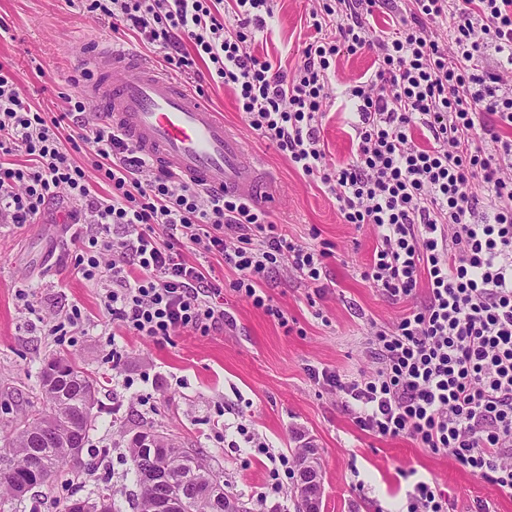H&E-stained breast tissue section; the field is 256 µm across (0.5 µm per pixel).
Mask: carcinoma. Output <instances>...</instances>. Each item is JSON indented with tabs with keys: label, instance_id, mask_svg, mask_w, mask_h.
Returning a JSON list of instances; mask_svg holds the SVG:
<instances>
[{
	"label": "carcinoma",
	"instance_id": "cac0c4a2",
	"mask_svg": "<svg viewBox=\"0 0 512 512\" xmlns=\"http://www.w3.org/2000/svg\"><path fill=\"white\" fill-rule=\"evenodd\" d=\"M40 393L44 409H24L20 421L5 435L10 452L0 454V507L18 500L34 488L50 486L65 475L76 476L95 470L99 457L110 453L108 448H85L88 430L98 407L97 381L75 362L52 357L40 370ZM78 418L80 434L70 431V423ZM50 431L54 438L41 441L39 436ZM134 481L140 489L139 512H154V489L151 481L160 468H168L178 483L189 482L197 491L189 496L188 512H214L212 501L205 494L213 470L190 448L170 445L157 456H149L135 443L128 447Z\"/></svg>",
	"mask_w": 512,
	"mask_h": 512
}]
</instances>
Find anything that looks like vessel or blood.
Returning a JSON list of instances; mask_svg holds the SVG:
<instances>
[{
	"mask_svg": "<svg viewBox=\"0 0 512 512\" xmlns=\"http://www.w3.org/2000/svg\"><path fill=\"white\" fill-rule=\"evenodd\" d=\"M82 91L143 155L185 181L256 198L260 172L240 136L174 75L116 47L89 55Z\"/></svg>",
	"mask_w": 512,
	"mask_h": 512,
	"instance_id": "1",
	"label": "vessel or blood"
}]
</instances>
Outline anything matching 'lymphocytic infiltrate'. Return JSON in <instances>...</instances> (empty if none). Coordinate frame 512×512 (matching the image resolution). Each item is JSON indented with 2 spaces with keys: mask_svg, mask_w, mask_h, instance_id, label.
Listing matches in <instances>:
<instances>
[{
  "mask_svg": "<svg viewBox=\"0 0 512 512\" xmlns=\"http://www.w3.org/2000/svg\"><path fill=\"white\" fill-rule=\"evenodd\" d=\"M272 2L81 0L113 33L133 32L161 54L165 69L230 89L251 129L328 190L344 223L373 226L362 276L403 311L374 333L375 373L346 381L325 370L322 382L361 430L411 438L487 482L475 512H496L499 497H512V0H408L378 35L366 17L383 0H320L310 13L318 36L291 76L250 49ZM327 20L335 36L323 35ZM366 49L376 69L346 90L356 148L332 166L320 138L329 74ZM59 202L70 205L74 267L103 283L104 313L156 340L224 319L221 287L184 247L234 267V290L283 326L264 291L270 271L287 262L316 285L331 256L329 245L279 232L256 202L154 166L108 115L88 118L81 93L60 112L34 108L0 62V224L36 223ZM236 431L268 459L270 494H283L295 458ZM451 509L435 480L420 479L400 512Z\"/></svg>",
  "mask_w": 512,
  "mask_h": 512,
  "instance_id": "f902f5d3",
  "label": "lymphocytic infiltrate"
}]
</instances>
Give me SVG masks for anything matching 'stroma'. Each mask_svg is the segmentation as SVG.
Listing matches in <instances>:
<instances>
[{"instance_id":"stroma-1","label":"stroma","mask_w":512,"mask_h":512,"mask_svg":"<svg viewBox=\"0 0 512 512\" xmlns=\"http://www.w3.org/2000/svg\"><path fill=\"white\" fill-rule=\"evenodd\" d=\"M273 10L253 51L291 73L312 33L310 4L274 0ZM0 18L10 26L9 38L0 40V61L11 64L21 94L47 112L59 111L76 92L75 78L86 65L80 46L112 41L107 23L84 13L79 0H0ZM373 62L361 52L336 63L329 82L335 102L320 129L329 164L352 154L354 132L347 117L352 105L343 91L371 73ZM205 94L262 169L273 173L269 189L277 201L270 213L279 230L303 245L315 240L332 245L328 288L318 297L288 271L271 272L265 289L288 319L282 326L233 291L236 269L186 249L185 260L204 265L223 287V324L206 333L184 329L162 341L125 334L127 355L116 366L110 356L112 324L100 306L103 290L75 273L64 208L53 204L39 223L0 228V435L15 424L22 406L38 402L42 363L61 357L98 378L101 410L90 427L89 445L112 451L92 474L34 489L22 501L7 503L6 512H30L34 503L40 512H60L68 499L102 486L116 512H133L139 489L129 471L128 446L136 432L150 426L203 456L222 476L225 492L248 512H296L294 490L264 497L267 460L238 445L239 423L290 456L307 443L317 448L321 512H397L412 488V471L435 479L456 512H473L477 499L489 494L488 484L410 439L362 431L336 395L308 374L309 368H325L350 379L379 365L369 332L391 325L400 309L361 276L377 244L374 229L343 223L334 198L255 134L230 89L209 86ZM29 286L36 290L30 310L18 297L19 289ZM74 306L85 319L83 332L63 340L47 335L44 318Z\"/></svg>"}]
</instances>
